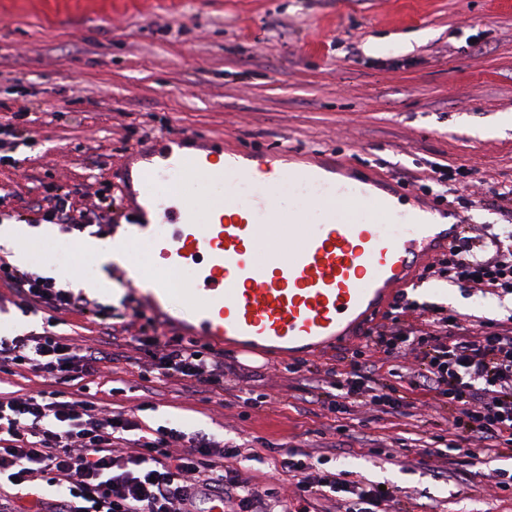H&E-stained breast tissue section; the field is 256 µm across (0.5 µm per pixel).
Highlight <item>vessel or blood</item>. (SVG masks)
<instances>
[{
	"label": "vessel or blood",
	"mask_w": 512,
	"mask_h": 512,
	"mask_svg": "<svg viewBox=\"0 0 512 512\" xmlns=\"http://www.w3.org/2000/svg\"><path fill=\"white\" fill-rule=\"evenodd\" d=\"M196 139L191 131L161 135L160 165L152 150L139 154V191L149 206L211 164L213 149H197ZM294 155L288 147L227 152L215 176L223 204L202 193L168 208L163 222L144 216V234L132 244L165 261L149 297L158 306L181 298L198 337L248 355L266 345L316 353L352 340L416 262L452 240L434 211L402 210L400 191L342 181L345 167L334 155L314 167L292 164ZM286 181L310 188L308 208L284 206ZM172 270L190 273L180 288L171 286Z\"/></svg>",
	"instance_id": "1"
}]
</instances>
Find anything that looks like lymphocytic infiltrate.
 Masks as SVG:
<instances>
[{"label":"lymphocytic infiltrate","instance_id":"f902f5d3","mask_svg":"<svg viewBox=\"0 0 512 512\" xmlns=\"http://www.w3.org/2000/svg\"><path fill=\"white\" fill-rule=\"evenodd\" d=\"M41 221L84 231L110 215L111 206L77 211L68 193L37 203ZM440 272L449 282L512 295V249L499 238L483 242L458 233ZM0 281L26 310L44 308L100 317L95 302L58 288L43 277L0 263ZM96 342L45 332L0 336V373L27 372L41 389L16 396L0 393V512H16L22 490L42 481L49 492L44 512H204L220 500L224 512H310L318 501L345 502V512H396L401 488L351 478L348 471L321 469L320 457L289 451L272 469L292 486L270 484L238 466L242 451L161 426L143 429L120 408L105 405L91 386L104 368L137 365L142 380L178 379L204 393L224 392V363L206 356L199 341L158 335L127 336L104 322ZM370 352L392 359L388 381L372 383L377 361L366 371L332 380L335 411L358 407L399 411L406 392L421 391L431 407L447 409L451 449L473 466L512 452V327L459 329L451 316L417 325L393 324L371 339Z\"/></svg>","mask_w":512,"mask_h":512}]
</instances>
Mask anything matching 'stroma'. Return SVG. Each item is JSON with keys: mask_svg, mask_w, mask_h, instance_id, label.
I'll use <instances>...</instances> for the list:
<instances>
[{"mask_svg": "<svg viewBox=\"0 0 512 512\" xmlns=\"http://www.w3.org/2000/svg\"><path fill=\"white\" fill-rule=\"evenodd\" d=\"M189 130L228 146L266 152L284 145L325 151L408 189L441 223L471 235H503L512 215L491 191L512 185V6L504 0H0V222L23 223L43 197L70 192L75 208L112 206V230L135 223L123 186L127 155L154 136ZM438 162L469 171L444 196L422 181ZM55 227L30 244L29 272L51 271L58 287L90 281L86 296L111 308L115 325L141 335L129 309H148L123 267L76 252ZM426 259L361 327L360 340L307 356L246 358L213 347L232 377L206 403L169 383L145 390L136 368L99 388L142 426L204 432L261 449L244 472L269 475V459L297 448L329 470L405 488L400 512L431 498L435 512H512L474 467L441 463L421 445L448 447V413L335 416L319 372L349 373L367 353L362 339L394 321L417 324L431 308L468 329L503 323L512 296L448 282ZM0 282V334L53 330L91 340L95 319L75 312L23 313ZM339 430H332L333 422ZM381 447L370 453L371 444Z\"/></svg>", "mask_w": 512, "mask_h": 512, "instance_id": "35a3bbf8", "label": "stroma"}]
</instances>
